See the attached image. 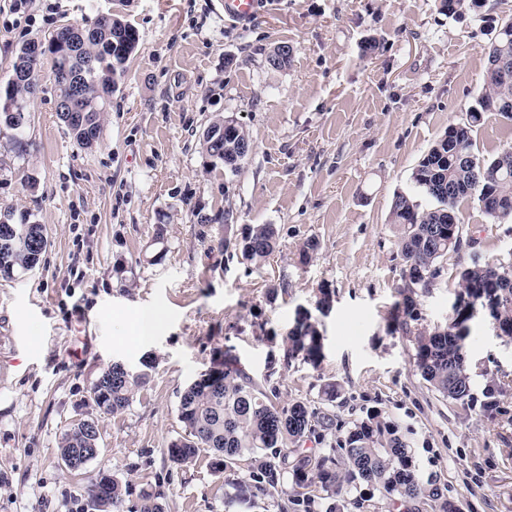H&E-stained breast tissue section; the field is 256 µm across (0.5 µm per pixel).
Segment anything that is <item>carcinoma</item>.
<instances>
[{
	"label": "carcinoma",
	"mask_w": 512,
	"mask_h": 512,
	"mask_svg": "<svg viewBox=\"0 0 512 512\" xmlns=\"http://www.w3.org/2000/svg\"><path fill=\"white\" fill-rule=\"evenodd\" d=\"M93 37L73 49L64 58L54 47L56 36L47 41V57L51 74L63 66L78 78L86 100L89 121L101 131V115L124 74L126 59L136 49L138 31L129 24L125 28L135 37L121 47H112V17L101 16L93 23ZM486 72L476 105L466 110L462 121L448 125V130L427 150L412 172L418 192L430 201L422 204L416 197L399 193L391 209V223L398 226L395 246L402 260L401 285L388 324L391 334L412 338L415 363L423 380L435 392L452 401L470 397V374L463 355L469 336L468 322L474 314L470 302L493 291L502 283L512 286V258L481 263L477 260L462 265L458 271L459 298L467 301L455 310L444 328H428L420 323L415 297L434 286L448 254L458 253L464 239L448 234V218L459 215V204L474 200L483 213L492 218L512 216V148L484 158L475 152L473 133L484 115L496 112L512 120V17L502 20L495 36L484 48ZM43 61L34 64L19 54L13 74L19 82L7 86L0 96V126L12 131L18 148L24 147L23 136L31 123L27 100L34 96L24 75H40ZM217 118L209 124L225 130L224 154L214 155L209 140L202 141L204 152L233 166L239 147L249 139L240 125L224 127ZM451 184L453 192L444 185ZM12 235L18 246L0 251V276L34 269L48 246L46 228L32 223L27 216L12 224ZM276 247V231L271 224H248L235 237L224 239V252L241 256L250 263H260ZM322 336L318 321L309 312L297 313L293 327L285 336L287 351L318 363ZM224 377L219 387L194 380L181 393L178 413L186 434L168 447L170 460L178 465L191 463L199 450H210L214 472L230 471L242 459L249 461L251 482H228L225 504L242 497H261L278 504L281 512L288 508H306L312 498L306 490L318 487L329 497L341 498L342 512L363 507L362 491H376L390 500L401 512H412L420 504L432 512H459L456 503L443 492L440 478L424 480L416 468L412 449L397 424L379 410L353 424L336 439L330 453H305L301 444L314 437L324 440L333 429L334 418L319 408L296 401L282 405L274 398L276 391L266 393L256 388L239 367L230 351L224 352ZM146 375H126L108 368L93 384L92 393L105 397V412L125 410L145 383ZM93 420L74 424L60 443V455L77 448H96L98 434L90 432ZM123 502V483L112 477L105 496H91L93 509H119ZM335 505L328 512H337Z\"/></svg>",
	"instance_id": "1"
}]
</instances>
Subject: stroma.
Here are the masks:
<instances>
[{
  "label": "stroma",
  "instance_id": "1",
  "mask_svg": "<svg viewBox=\"0 0 512 512\" xmlns=\"http://www.w3.org/2000/svg\"><path fill=\"white\" fill-rule=\"evenodd\" d=\"M105 14L135 27L139 44L98 143L76 146L47 65L25 150L0 132V216L27 214L49 238L34 270L0 277V512H92L102 471L127 486L120 512H139L145 492L165 512H278L263 500L225 504V480H249L247 462L224 478L208 451L183 466L168 457L185 433L181 393L225 350L283 404L323 405L324 382L339 384L335 427L303 451L378 409L408 427L419 473L438 476L461 512H512V336L484 313L469 321L461 403L431 390L411 339L387 331L402 267L393 198L414 193V167L464 118L512 0L455 15L441 0H264L246 26L225 21L221 0H0V89L25 44ZM284 43L293 55L272 68ZM219 116L252 142L234 172L202 150ZM474 138L486 158L511 148L512 120L487 113ZM460 217L469 242L417 296L422 324L452 319L459 264L512 255L511 218L491 220L473 200ZM246 224L277 230L257 265L224 252L225 231ZM310 239L319 248L300 263ZM323 286L332 308L317 316L314 366L289 357L283 338ZM147 310L160 322L138 342L133 323ZM115 362L147 378L112 415L92 387ZM82 419L97 422L101 450L74 472L59 444Z\"/></svg>",
  "mask_w": 512,
  "mask_h": 512
}]
</instances>
